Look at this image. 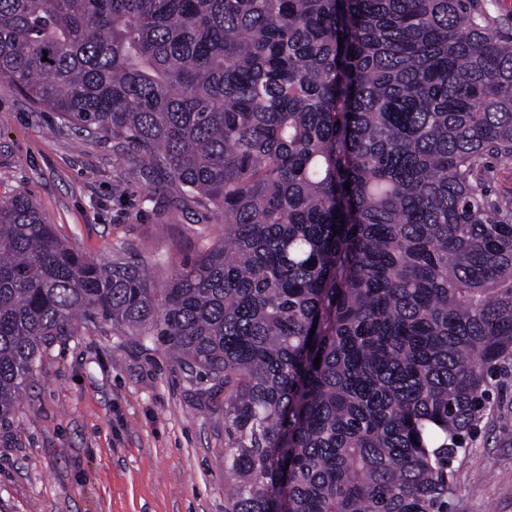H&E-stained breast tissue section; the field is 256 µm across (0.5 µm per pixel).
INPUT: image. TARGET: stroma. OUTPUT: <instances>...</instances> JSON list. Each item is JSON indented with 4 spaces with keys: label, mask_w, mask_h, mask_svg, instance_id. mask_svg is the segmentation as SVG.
<instances>
[{
    "label": "stroma",
    "mask_w": 512,
    "mask_h": 512,
    "mask_svg": "<svg viewBox=\"0 0 512 512\" xmlns=\"http://www.w3.org/2000/svg\"><path fill=\"white\" fill-rule=\"evenodd\" d=\"M49 112L0 82V198L26 194L77 250L133 249L158 282L215 236L167 199H145L111 143L74 145ZM125 182L124 195L112 192ZM47 346L10 424H0V512H224V395L205 394L163 347L76 321ZM512 361L490 412L454 464V512H512Z\"/></svg>",
    "instance_id": "stroma-1"
}]
</instances>
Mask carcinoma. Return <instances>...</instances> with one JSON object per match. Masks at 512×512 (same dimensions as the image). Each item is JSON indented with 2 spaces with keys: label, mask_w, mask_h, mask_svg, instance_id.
I'll return each mask as SVG.
<instances>
[{
  "label": "carcinoma",
  "mask_w": 512,
  "mask_h": 512,
  "mask_svg": "<svg viewBox=\"0 0 512 512\" xmlns=\"http://www.w3.org/2000/svg\"><path fill=\"white\" fill-rule=\"evenodd\" d=\"M498 28L481 0H0L1 80L224 217L158 286L0 198V421L108 322L224 392V512H448L512 357ZM489 165L493 171L487 183L490 197L512 199V166H502L493 159H490Z\"/></svg>",
  "instance_id": "carcinoma-1"
}]
</instances>
